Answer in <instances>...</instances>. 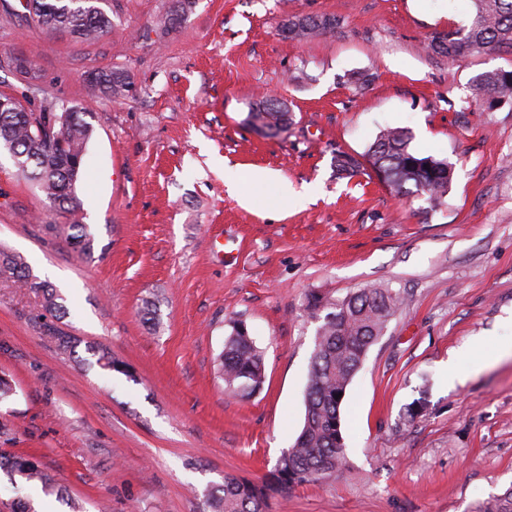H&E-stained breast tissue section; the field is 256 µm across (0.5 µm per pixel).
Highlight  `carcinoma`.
Instances as JSON below:
<instances>
[{"label": "carcinoma", "mask_w": 512, "mask_h": 512, "mask_svg": "<svg viewBox=\"0 0 512 512\" xmlns=\"http://www.w3.org/2000/svg\"><path fill=\"white\" fill-rule=\"evenodd\" d=\"M106 0H26L30 19L54 32L67 33L93 43L112 31V16L102 7ZM473 11L466 24L437 32L427 41V52L455 64L503 48L512 50V0H472ZM196 6V0H172L164 24L173 28ZM334 16L312 15L307 23L289 31L288 39L314 40L336 30ZM87 83L93 91L122 98L130 90L127 70L111 67L89 72ZM471 106L489 112L498 103L512 101V69L484 71L471 79ZM89 112L79 106L60 112L34 113L8 94H0V148L6 150L18 170L45 194L49 207L63 214H75L83 202L75 192L83 176L87 143L93 127ZM260 119L276 130L294 121L292 111L277 109L276 98L254 102L246 120ZM409 132L386 127L376 136L363 158L396 193L422 194L431 208L444 203L454 177V167L446 159L424 156L410 147ZM336 174L352 177L362 162L356 156L336 151ZM49 233L66 232V240L76 251H91V234L83 224L60 229L45 225ZM0 278L21 288H35L27 262L16 254L0 252ZM405 294L399 288H358L343 297L310 294L306 311L320 322L316 330L307 384L303 427L294 444L284 449L273 469L256 481L233 474L206 498L207 512H270V504L285 498L295 487L328 482L347 464L346 442L340 410L347 390L361 368L368 350L386 331L402 309ZM220 378L233 396L258 392L265 381L263 354L246 323L235 320L220 354ZM10 483L21 479L49 496L60 494L53 478L37 462L0 452V471ZM475 512H512V487L478 506Z\"/></svg>", "instance_id": "obj_1"}]
</instances>
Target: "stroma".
I'll return each instance as SVG.
<instances>
[{
	"instance_id": "stroma-1",
	"label": "stroma",
	"mask_w": 512,
	"mask_h": 512,
	"mask_svg": "<svg viewBox=\"0 0 512 512\" xmlns=\"http://www.w3.org/2000/svg\"><path fill=\"white\" fill-rule=\"evenodd\" d=\"M7 2L0 93L35 112L90 105L94 133L73 215L0 154V251L56 289L55 325L78 340L61 350L40 295L0 279V375L15 390L0 403L1 449L36 459L82 512H203L208 486L261 478L298 435L318 327L308 295L388 284L407 301L349 386L347 467L271 512H472L512 486V102H467L471 78L512 69V53L451 65L424 49L467 23L470 0H197L171 30L170 0H107L114 27L91 44ZM291 15L340 27L298 43L278 33ZM111 66L131 76L120 101L86 81ZM265 94L294 113L281 134L246 121ZM384 126L454 165L440 210L368 166L337 177L336 151L363 155ZM259 168L317 192L276 204L275 187L253 190ZM48 224L87 225L91 254ZM237 319L266 369L243 398L216 374ZM102 351L121 370H103ZM452 358L466 379L451 387Z\"/></svg>"
}]
</instances>
